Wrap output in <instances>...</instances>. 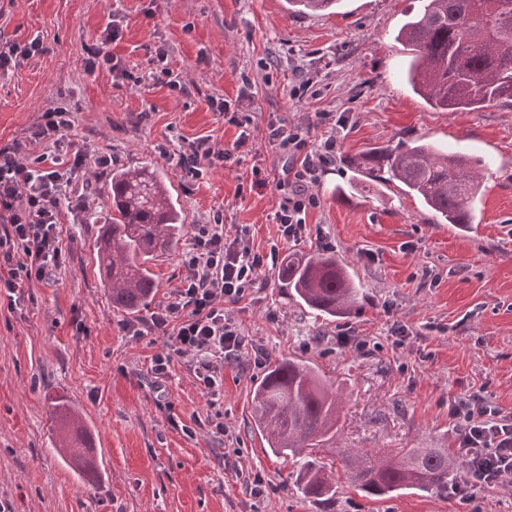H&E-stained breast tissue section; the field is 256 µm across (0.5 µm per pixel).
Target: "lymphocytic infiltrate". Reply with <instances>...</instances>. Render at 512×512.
Wrapping results in <instances>:
<instances>
[{"label":"lymphocytic infiltrate","instance_id":"lymphocytic-infiltrate-1","mask_svg":"<svg viewBox=\"0 0 512 512\" xmlns=\"http://www.w3.org/2000/svg\"><path fill=\"white\" fill-rule=\"evenodd\" d=\"M122 27L110 20L84 60L87 73L108 69L116 77L134 84L151 80L171 89H182L178 75L160 67L143 76L129 70L110 47L120 40ZM213 111L238 129L231 148L213 147L200 137L179 146L175 154L184 179L195 182L206 170L254 153L252 118L236 112L228 100H213ZM75 129L72 112L55 107L43 112L30 131L31 139L45 143L44 153L24 154L20 142L0 145V298L16 305L20 290L31 282L53 281L65 260L61 226L65 218L79 219L90 207L94 183L82 175L86 166L111 168V153H68L64 146ZM269 144L280 157V182L288 196L274 214L284 241H299L307 231V215L319 200L309 187L332 161L336 137H316L311 127L290 125L275 119L267 125ZM278 247L268 253L255 252L243 235H228L224 215L215 212L209 223L192 227L191 242L180 262L186 275L159 311L144 325L121 324L125 335L170 337L169 351L151 359L155 388H162L174 358L189 359L197 385L212 401L223 393L221 373L226 363L237 360L245 346L239 326L224 312L225 304L249 299L259 283L261 269H275ZM450 415L458 426L459 454L467 464V476L453 489L454 496L467 498L471 489L495 486L512 478V417L474 392L454 402Z\"/></svg>","mask_w":512,"mask_h":512}]
</instances>
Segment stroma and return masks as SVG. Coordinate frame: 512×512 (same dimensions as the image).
<instances>
[{
    "label": "stroma",
    "instance_id": "1",
    "mask_svg": "<svg viewBox=\"0 0 512 512\" xmlns=\"http://www.w3.org/2000/svg\"><path fill=\"white\" fill-rule=\"evenodd\" d=\"M417 7L346 0L333 14L296 15L285 0H0V38L37 37L46 47L0 72V142L42 153L30 128L46 110L67 107L75 148L161 171L185 226L220 210L227 230L247 229L255 250L275 245L302 256L327 248L359 289L355 310L330 318L298 303L276 272L262 273L253 298L224 307L246 347L225 365L217 405L179 357L160 398L149 368L167 337L121 332L120 323L148 321L151 309L114 308L100 282L98 225L63 224L65 262L54 282L24 286L15 312L0 311V504L12 512H512V481L477 488L465 503L412 490L374 500L342 462L356 453L397 459L410 448L455 449L448 404L473 392L512 415V106L445 112L412 90L395 34ZM113 16L123 25L113 54L145 74L151 51L166 45L165 64L186 91L85 72L84 58ZM305 79L307 93L293 96ZM212 97L251 116L260 156L210 169L191 185L160 148L177 135L230 147L238 130L210 109ZM322 112L344 116L340 146L319 175L320 204L305 237L285 243L273 220L283 192L272 183L251 189V168L277 161L265 139L270 119L305 125ZM413 140L483 161L469 231L440 223L395 186L349 191L344 157ZM395 322L406 330L399 345ZM258 349L261 366L253 362ZM282 359L310 362L339 401L335 429L304 454L332 474L336 492L324 501L297 492L292 460L271 452L252 417L254 387ZM59 400L76 407L96 445V482L55 450ZM217 411L227 428L221 436L205 424ZM195 418L203 425L191 438L171 425ZM238 468L264 476L262 496L235 478Z\"/></svg>",
    "mask_w": 512,
    "mask_h": 512
}]
</instances>
